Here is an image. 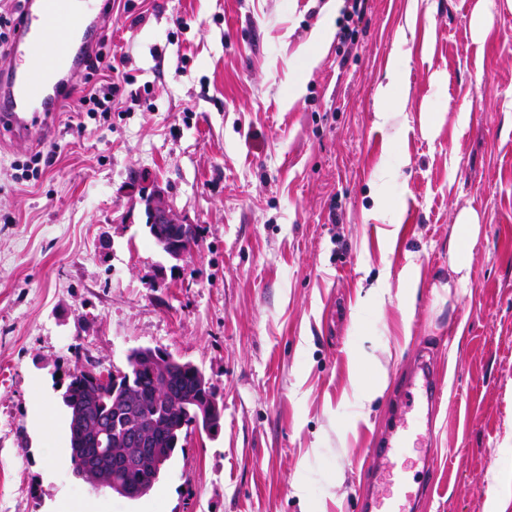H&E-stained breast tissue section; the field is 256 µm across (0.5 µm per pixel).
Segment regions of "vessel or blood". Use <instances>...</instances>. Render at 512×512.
Wrapping results in <instances>:
<instances>
[{"mask_svg":"<svg viewBox=\"0 0 512 512\" xmlns=\"http://www.w3.org/2000/svg\"><path fill=\"white\" fill-rule=\"evenodd\" d=\"M83 15L63 12V0H40L37 13L24 14L18 27L19 41L28 44L39 55L37 68H14L8 74L4 92L7 101L0 105V131L16 137L28 136L32 129L26 110L42 103L46 111L59 108L63 95L52 83L56 75L70 64L73 41L82 29ZM424 381L425 397L430 407H437L443 393L444 378L435 366L420 360L417 367ZM424 433L413 423H396L383 448L375 452L371 469L373 483L384 485L385 491L361 496L362 512H413L424 496V484L417 481L403 463L405 449L418 447Z\"/></svg>","mask_w":512,"mask_h":512,"instance_id":"vessel-or-blood-1","label":"vessel or blood"}]
</instances>
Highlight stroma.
Here are the masks:
<instances>
[{
  "label": "stroma",
  "instance_id": "stroma-1",
  "mask_svg": "<svg viewBox=\"0 0 512 512\" xmlns=\"http://www.w3.org/2000/svg\"><path fill=\"white\" fill-rule=\"evenodd\" d=\"M109 1L87 37L122 58L110 119L77 129L62 110L0 139V512H359L426 353L447 387L416 512H512L505 0L482 39L477 0H366L350 45L348 0ZM391 79L407 94L382 120ZM37 153L50 164L21 180ZM144 187L199 226L183 260L151 237ZM465 208L480 230L452 288ZM136 347L197 365L224 418L129 500L74 474L60 396L62 374L126 369ZM377 364L387 387L360 404ZM479 216L470 209L461 210L453 226V238L450 242L449 261L450 269L455 277L448 281L449 287L464 286L470 274V243L476 239L479 229Z\"/></svg>",
  "mask_w": 512,
  "mask_h": 512
}]
</instances>
